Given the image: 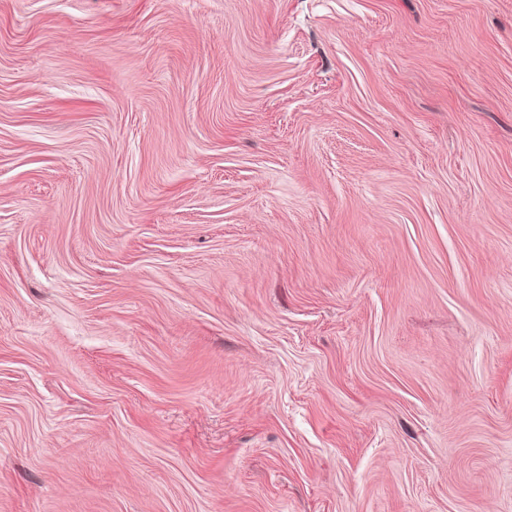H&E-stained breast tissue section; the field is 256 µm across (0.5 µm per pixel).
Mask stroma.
Masks as SVG:
<instances>
[{"label": "stroma", "instance_id": "obj_1", "mask_svg": "<svg viewBox=\"0 0 512 512\" xmlns=\"http://www.w3.org/2000/svg\"><path fill=\"white\" fill-rule=\"evenodd\" d=\"M0 512H512V0H0Z\"/></svg>", "mask_w": 512, "mask_h": 512}]
</instances>
